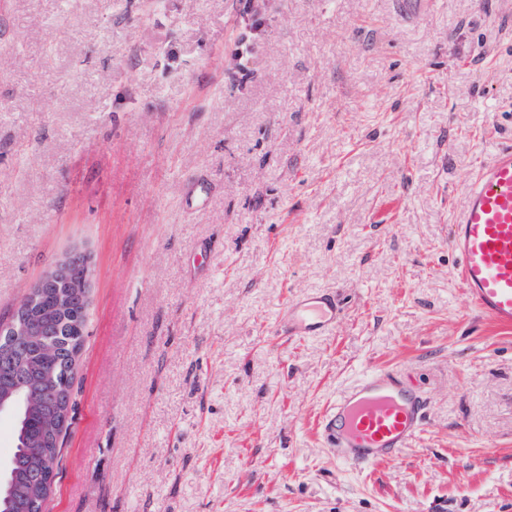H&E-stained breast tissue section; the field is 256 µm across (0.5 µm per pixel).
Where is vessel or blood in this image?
I'll use <instances>...</instances> for the list:
<instances>
[{
  "label": "vessel or blood",
  "mask_w": 512,
  "mask_h": 512,
  "mask_svg": "<svg viewBox=\"0 0 512 512\" xmlns=\"http://www.w3.org/2000/svg\"><path fill=\"white\" fill-rule=\"evenodd\" d=\"M449 247L459 260L465 295L483 315L512 327V145L481 161L454 215ZM341 301L330 292L293 297L276 320L292 337L333 333ZM420 390L396 368H376L337 394L320 432L340 460L357 467L397 458L425 427Z\"/></svg>",
  "instance_id": "b4317fda"
}]
</instances>
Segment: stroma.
I'll return each instance as SVG.
<instances>
[{
  "instance_id": "1",
  "label": "stroma",
  "mask_w": 512,
  "mask_h": 512,
  "mask_svg": "<svg viewBox=\"0 0 512 512\" xmlns=\"http://www.w3.org/2000/svg\"><path fill=\"white\" fill-rule=\"evenodd\" d=\"M243 8L0 0V322L67 254L93 270L44 512H512V329L448 244L512 140V0ZM326 290L333 334L278 335ZM369 367L428 407L359 468L318 421Z\"/></svg>"
}]
</instances>
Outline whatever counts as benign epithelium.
Here are the masks:
<instances>
[{
  "label": "benign epithelium",
  "mask_w": 512,
  "mask_h": 512,
  "mask_svg": "<svg viewBox=\"0 0 512 512\" xmlns=\"http://www.w3.org/2000/svg\"><path fill=\"white\" fill-rule=\"evenodd\" d=\"M81 265L83 273L74 276L71 269ZM92 287V265L90 257L81 251H75L59 260L29 289V292L16 304L10 314L7 325L0 324V333L7 336V344L0 351L1 361H16L23 357L34 345L41 351L55 355L56 347L47 338L46 322L39 312L38 305L46 291L54 296L55 307L61 312H69L81 304L90 305V288ZM82 345L74 347L68 365L56 369L42 370L39 390L32 392L25 377L17 376L14 380L0 387V417L7 416L15 420L40 411L41 405L48 399L61 403L62 409L44 418V428L48 440L58 442V434L65 430L72 419L71 391L67 380L76 374L78 356ZM13 459L0 463V512H10V490L13 480ZM55 475L43 472L30 484V495L41 501L47 497L54 483Z\"/></svg>",
  "instance_id": "benign-epithelium-1"
}]
</instances>
